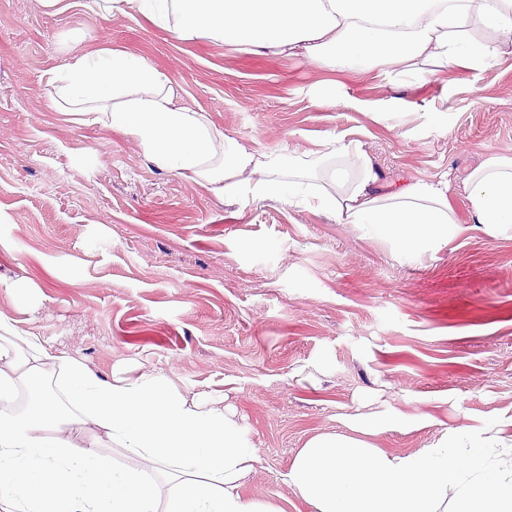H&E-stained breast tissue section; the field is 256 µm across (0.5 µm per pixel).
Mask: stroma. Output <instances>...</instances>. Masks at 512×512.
Instances as JSON below:
<instances>
[{"label":"stroma","mask_w":512,"mask_h":512,"mask_svg":"<svg viewBox=\"0 0 512 512\" xmlns=\"http://www.w3.org/2000/svg\"><path fill=\"white\" fill-rule=\"evenodd\" d=\"M106 43L166 68L185 105L258 149L314 151L360 140L382 177L450 171L462 183L512 156V54L480 72L418 80L324 71L204 40L182 43L130 13L90 20L40 0H0V313L82 357L164 370L185 393L223 395L261 463L249 497L310 512L281 482L296 450L342 416L379 421L375 443L424 447L467 419H512V231L461 230L409 259L357 226L269 201L226 205L161 172L130 140L51 109L45 72ZM335 86L357 100H402L384 119L318 106ZM435 422L391 430V408ZM0 288H5L17 297L31 299L32 297L38 296V288L40 287L31 279H6L0 277Z\"/></svg>","instance_id":"1"}]
</instances>
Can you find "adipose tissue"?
Masks as SVG:
<instances>
[{"instance_id":"ef3b65f1","label":"adipose tissue","mask_w":512,"mask_h":512,"mask_svg":"<svg viewBox=\"0 0 512 512\" xmlns=\"http://www.w3.org/2000/svg\"><path fill=\"white\" fill-rule=\"evenodd\" d=\"M97 18L136 13L181 42L301 58L320 70L424 75L426 66L479 72L512 48V0H41ZM493 34L474 38L473 27ZM51 104L74 122L130 139L162 170L232 204L276 201L321 212L394 241L413 256L459 232L447 174L384 184L360 141L314 152L260 151L183 105L158 65L119 48L69 55L48 71ZM471 219L512 229V159L492 157L465 180ZM79 424L139 468L95 445ZM487 418L446 429L407 454L380 448L372 420L347 415L312 436L284 483L312 512H512V435ZM258 460L223 396L180 392L166 372L113 367L103 378L0 313V512H283L242 488ZM166 472L159 503L149 470Z\"/></svg>"}]
</instances>
